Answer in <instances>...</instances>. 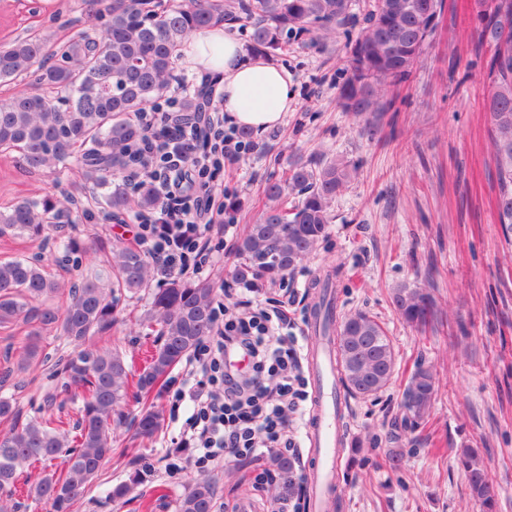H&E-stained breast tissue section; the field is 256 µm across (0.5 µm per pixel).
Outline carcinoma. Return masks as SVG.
Returning <instances> with one entry per match:
<instances>
[{"label": "carcinoma", "mask_w": 512, "mask_h": 512, "mask_svg": "<svg viewBox=\"0 0 512 512\" xmlns=\"http://www.w3.org/2000/svg\"><path fill=\"white\" fill-rule=\"evenodd\" d=\"M89 11L106 18L105 29L89 37L52 42L35 33L0 47V83L32 76L55 92L22 93L0 99V153H19L31 169L74 174L103 191L112 216L153 206V189L143 184L132 198L119 182L127 165L125 150L144 137L136 115L154 105L174 78L176 53L193 32L216 24L249 29L248 48L275 56L292 43L317 42L347 25L354 0H85ZM445 0H374L366 26L350 43L349 76L339 101L346 112H381L379 87L408 79L438 30ZM478 39L487 41L486 75L492 92L487 103L489 143L496 167L494 210L497 223L512 230V0H477ZM343 158L297 160L288 172L266 182L265 206L246 226L236 251L238 281L276 282L311 255L329 232L331 203L357 177ZM79 209L72 192L63 200L33 193L0 212V236L40 238L57 228L64 214ZM113 287L130 294L147 288L150 269L133 249L113 246ZM337 272L319 282L316 322L319 335L333 337L340 380L348 395L373 396L391 382L395 352L384 327L371 315H340L332 288ZM64 288L48 275L42 259L0 262V324L22 320L31 335L56 328L74 344L61 374L79 401L74 414L24 420L11 397L0 396V488L16 483L18 469L39 460L64 457L63 467L44 476L29 492L51 512H72L77 499L112 454L109 430L121 424L129 397L149 400L172 369L194 351L214 325L213 291L208 281L173 280L151 293L150 317L158 325L157 345L137 377L124 355L110 348L84 350L86 336L106 333L115 321V304L98 277L84 275L68 289L63 310L39 301ZM393 304L401 318L426 326L436 315L431 293L417 285L395 289ZM435 393L433 371L418 366L405 389V408L414 420L427 413ZM136 432L151 437L161 427L151 404L131 418ZM461 463L483 512H494L496 493L474 449ZM213 481H193L176 501V512H212Z\"/></svg>", "instance_id": "obj_1"}]
</instances>
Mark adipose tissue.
<instances>
[{
  "label": "adipose tissue",
  "mask_w": 512,
  "mask_h": 512,
  "mask_svg": "<svg viewBox=\"0 0 512 512\" xmlns=\"http://www.w3.org/2000/svg\"><path fill=\"white\" fill-rule=\"evenodd\" d=\"M182 52L193 69L218 78L224 111L237 126L268 131L296 105L287 70L262 57L247 56L227 25L198 32Z\"/></svg>",
  "instance_id": "adipose-tissue-1"
}]
</instances>
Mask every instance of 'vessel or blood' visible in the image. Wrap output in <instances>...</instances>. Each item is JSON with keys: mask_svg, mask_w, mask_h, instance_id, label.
<instances>
[{"mask_svg": "<svg viewBox=\"0 0 512 512\" xmlns=\"http://www.w3.org/2000/svg\"><path fill=\"white\" fill-rule=\"evenodd\" d=\"M305 360L315 378L305 433V445L314 461L308 470V508L325 512L342 466L339 448L348 430L346 396L327 339L307 345Z\"/></svg>", "mask_w": 512, "mask_h": 512, "instance_id": "obj_1", "label": "vessel or blood"}]
</instances>
